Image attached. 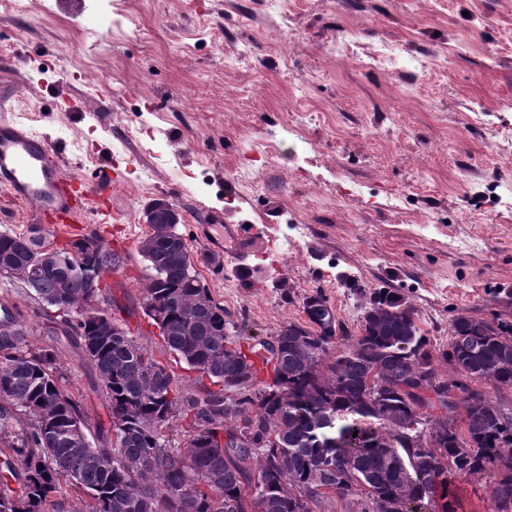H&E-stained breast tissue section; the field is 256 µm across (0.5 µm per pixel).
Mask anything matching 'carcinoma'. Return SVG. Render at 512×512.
<instances>
[{"mask_svg":"<svg viewBox=\"0 0 512 512\" xmlns=\"http://www.w3.org/2000/svg\"><path fill=\"white\" fill-rule=\"evenodd\" d=\"M37 233L0 232V266L29 272L32 299L55 308L95 365L112 442L73 433L90 434L89 423L62 383L56 348H24L23 321L5 313L0 442L19 488L0 479V512H51L62 481L92 496L95 512H336L338 500L347 512H371L359 481L394 512H430L438 499L442 512H455V480L481 476L491 479L496 512L512 506V409L437 370L512 386V322L459 314L448 348L437 351L399 293L374 289L352 336L318 291L303 298L304 322L260 343L274 353L259 356L272 369L262 382L248 355L228 348L224 306L200 287L184 239L153 226L140 251L149 271L143 312L174 360L196 373L195 394L126 329L102 334L105 312L90 302L125 255L99 239L87 262L76 242L54 249ZM375 377L386 383L378 400L369 391ZM260 384L268 395L255 400ZM21 416L28 425L17 430ZM177 423L180 448L169 439ZM412 424L439 445L422 446Z\"/></svg>","mask_w":512,"mask_h":512,"instance_id":"carcinoma-1","label":"carcinoma"}]
</instances>
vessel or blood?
Wrapping results in <instances>:
<instances>
[{
    "instance_id": "vessel-or-blood-1",
    "label": "vessel or blood",
    "mask_w": 512,
    "mask_h": 512,
    "mask_svg": "<svg viewBox=\"0 0 512 512\" xmlns=\"http://www.w3.org/2000/svg\"><path fill=\"white\" fill-rule=\"evenodd\" d=\"M0 194L34 206L39 217L72 229L76 224H119L124 216L102 200L96 185L67 172L46 137L30 130L12 112H0ZM207 223L196 238L209 251L222 252L246 264L261 244L240 224L224 223L221 213L207 210Z\"/></svg>"
}]
</instances>
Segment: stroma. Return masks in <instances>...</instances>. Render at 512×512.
I'll return each instance as SVG.
<instances>
[{
    "mask_svg": "<svg viewBox=\"0 0 512 512\" xmlns=\"http://www.w3.org/2000/svg\"><path fill=\"white\" fill-rule=\"evenodd\" d=\"M20 0L0 11V102L47 137L68 170L92 177L109 158L139 163L112 187L126 223L105 241L128 257L105 273L100 305L180 385L143 313L149 230L143 211L169 199L196 268L231 325L255 339L304 319L323 292L350 334L368 303L347 288H390L420 333L447 346L453 317L512 316V0ZM400 50L396 64L353 60L343 45ZM142 124L149 137L128 142ZM260 153L253 195L234 167ZM252 224L270 242L233 267L196 241L200 206ZM41 225L0 195V231ZM0 307L21 314L30 348L58 350L64 383L91 424L106 423L96 370L21 284L0 278Z\"/></svg>",
    "mask_w": 512,
    "mask_h": 512,
    "instance_id": "stroma-1",
    "label": "stroma"
}]
</instances>
